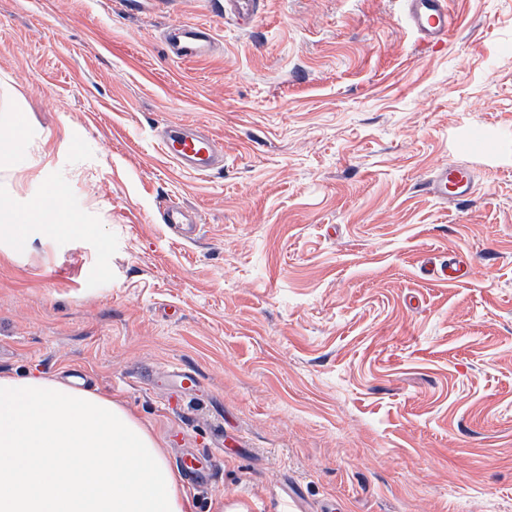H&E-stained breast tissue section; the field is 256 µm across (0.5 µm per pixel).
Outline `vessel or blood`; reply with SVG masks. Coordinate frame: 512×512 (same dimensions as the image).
Returning a JSON list of instances; mask_svg holds the SVG:
<instances>
[{
    "label": "vessel or blood",
    "mask_w": 512,
    "mask_h": 512,
    "mask_svg": "<svg viewBox=\"0 0 512 512\" xmlns=\"http://www.w3.org/2000/svg\"><path fill=\"white\" fill-rule=\"evenodd\" d=\"M257 0H224V12L244 24H252L258 17ZM403 20L414 30L421 42L430 44L444 40L451 26L447 0H402ZM169 52L173 59H201L209 56L213 37L209 28L191 23L172 25L167 33ZM164 153L189 172L206 174L223 168L224 153L212 136L186 125H165L158 137ZM476 176L468 167L444 165L432 171L425 182L428 193L440 203L461 201L469 198ZM162 219L181 241L193 238L198 223L190 208L169 204ZM179 469L185 480L197 487L210 483L215 465L182 462Z\"/></svg>",
    "instance_id": "vessel-or-blood-1"
}]
</instances>
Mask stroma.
<instances>
[{
	"instance_id": "35a3bbf8",
	"label": "stroma",
	"mask_w": 512,
	"mask_h": 512,
	"mask_svg": "<svg viewBox=\"0 0 512 512\" xmlns=\"http://www.w3.org/2000/svg\"><path fill=\"white\" fill-rule=\"evenodd\" d=\"M259 11L0 0V197L55 183L86 222L0 249V373L79 378L169 462L223 449L194 512H512V0H448L429 46L401 0ZM178 22L212 27L209 57L170 58ZM171 122L223 169L164 156ZM445 163L478 192L427 195ZM451 256L459 281L430 274ZM158 141L164 153L186 171L207 174L224 167V153L219 142L189 126L166 124ZM192 214L190 208L180 203H171L163 211L162 219L178 240L188 241L193 239L198 227L197 218L193 220Z\"/></svg>"
}]
</instances>
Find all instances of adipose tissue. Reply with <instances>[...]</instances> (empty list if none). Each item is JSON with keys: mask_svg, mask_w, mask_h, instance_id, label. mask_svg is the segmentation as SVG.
I'll return each instance as SVG.
<instances>
[{"mask_svg": "<svg viewBox=\"0 0 512 512\" xmlns=\"http://www.w3.org/2000/svg\"><path fill=\"white\" fill-rule=\"evenodd\" d=\"M54 206L0 211V240L26 225L67 236L80 216ZM0 512H193L151 430L111 397L44 377L0 375Z\"/></svg>", "mask_w": 512, "mask_h": 512, "instance_id": "obj_1", "label": "adipose tissue"}]
</instances>
